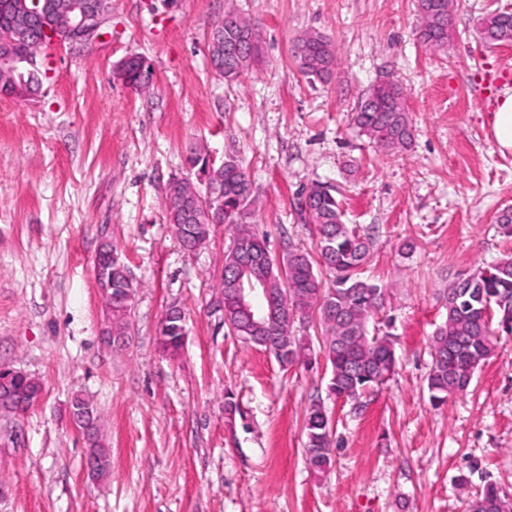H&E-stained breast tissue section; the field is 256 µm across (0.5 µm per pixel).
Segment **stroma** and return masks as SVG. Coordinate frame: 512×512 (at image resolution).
Instances as JSON below:
<instances>
[{
	"label": "stroma",
	"instance_id": "obj_1",
	"mask_svg": "<svg viewBox=\"0 0 512 512\" xmlns=\"http://www.w3.org/2000/svg\"><path fill=\"white\" fill-rule=\"evenodd\" d=\"M230 8L254 23L262 62L227 84L208 40ZM496 11L512 0H453L437 51L418 39L416 0H112L102 37L40 55L38 95L0 94V366L44 386L23 417L0 413V512H468L486 483L512 495V334L466 391L436 406L427 389L449 285L512 254L496 222L512 209V152L491 134L512 43L479 33ZM305 32L337 48L328 81L291 58ZM131 54L153 66L146 93L116 74ZM384 76L407 94L412 142L399 152L352 121ZM198 144L245 169L248 222L277 259L312 251L299 200L336 185L347 223L373 237L362 275L385 290L369 325L396 366L380 388L329 394L317 317L295 321L310 361L288 368L225 325L213 302L232 229L213 225L188 252L165 219L168 184ZM106 241L138 286L117 349L101 341ZM173 304L185 317L174 358L157 346ZM76 393L101 416L111 468L98 481L69 420ZM316 403L335 448L320 475L304 453Z\"/></svg>",
	"mask_w": 512,
	"mask_h": 512
}]
</instances>
